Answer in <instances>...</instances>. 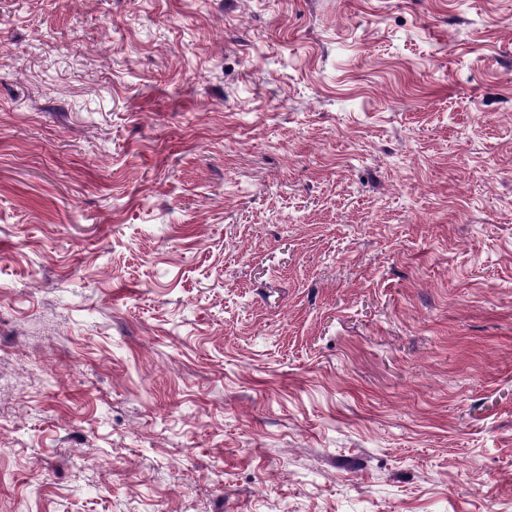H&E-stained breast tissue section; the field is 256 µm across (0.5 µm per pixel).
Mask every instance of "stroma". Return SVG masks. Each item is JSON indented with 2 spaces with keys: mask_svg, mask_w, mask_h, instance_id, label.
Segmentation results:
<instances>
[{
  "mask_svg": "<svg viewBox=\"0 0 512 512\" xmlns=\"http://www.w3.org/2000/svg\"><path fill=\"white\" fill-rule=\"evenodd\" d=\"M0 512H512V0H0Z\"/></svg>",
  "mask_w": 512,
  "mask_h": 512,
  "instance_id": "obj_1",
  "label": "stroma"
}]
</instances>
